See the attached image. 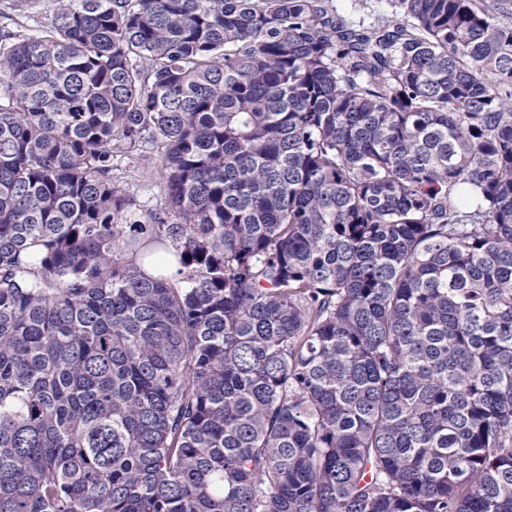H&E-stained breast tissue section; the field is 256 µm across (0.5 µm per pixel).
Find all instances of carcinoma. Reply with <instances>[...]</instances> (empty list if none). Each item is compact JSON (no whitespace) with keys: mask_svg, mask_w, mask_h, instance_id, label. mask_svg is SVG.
I'll list each match as a JSON object with an SVG mask.
<instances>
[{"mask_svg":"<svg viewBox=\"0 0 512 512\" xmlns=\"http://www.w3.org/2000/svg\"><path fill=\"white\" fill-rule=\"evenodd\" d=\"M61 3L0 29V512H512V0ZM386 0H333V6L338 11L354 20H365L366 23L374 21L379 14H386L388 6ZM356 3V4H355ZM114 169L113 176L135 199L140 208L162 206L158 177L146 174L142 164L128 163L126 159H119Z\"/></svg>","mask_w":512,"mask_h":512,"instance_id":"carcinoma-1","label":"carcinoma"}]
</instances>
